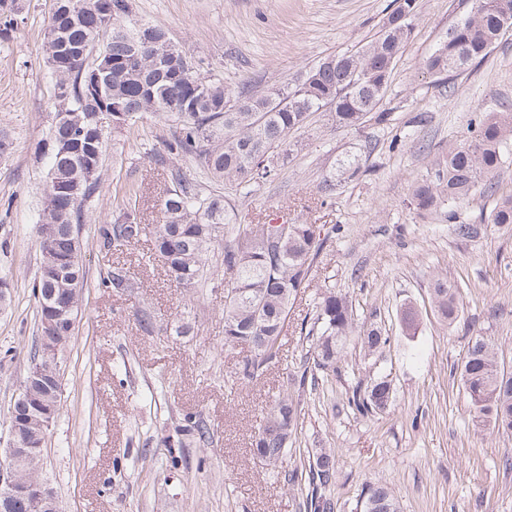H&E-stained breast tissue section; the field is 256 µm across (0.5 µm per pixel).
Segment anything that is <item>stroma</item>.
<instances>
[{
  "label": "stroma",
  "instance_id": "obj_1",
  "mask_svg": "<svg viewBox=\"0 0 512 512\" xmlns=\"http://www.w3.org/2000/svg\"><path fill=\"white\" fill-rule=\"evenodd\" d=\"M23 20L0 37V131L12 141L0 156V273L9 299L0 303V434L19 396L37 323L31 284L39 263L34 225L42 207L48 131L58 109L43 41L53 0H23ZM138 19L162 28L200 73L226 89L266 92L297 84L320 59L355 51L377 36L393 0H133ZM467 10L465 0H417L418 18L380 106L384 123L367 118L339 129L326 111L288 136L287 165L243 193L233 187L238 223L286 214L338 225L316 258L310 285L294 302L277 358L256 380L242 381L240 346L224 341V291L171 287L147 242L128 257L137 283L124 294L97 280L104 262L94 239L130 195L148 219L161 218L166 168L148 156L173 126L147 116L110 133L102 192L83 228L88 288L62 365L61 410L47 432L40 477L60 512H300L299 487L287 485L252 454V440L289 372L309 348L301 327L325 289L345 294L358 321L382 326L383 354L347 345L338 373L302 392L289 465L317 448L333 449L327 492L333 512H361L363 485L388 484L400 512H512V436L477 430L458 367L471 337L491 339L512 370V231L484 226L498 199L512 195V157L496 195L476 194L457 220L479 225L470 239L450 224L419 215L412 183L467 131L479 111L512 107V30L455 84L422 73L421 64ZM356 159L359 177L340 162ZM460 287L461 312L443 322L431 299L435 275ZM420 324L408 336L405 304ZM148 307L156 330L144 333L135 312ZM189 326L187 335L176 334ZM387 374L395 399L386 413L362 414L347 397L357 384ZM199 414L210 445H188L176 419Z\"/></svg>",
  "mask_w": 512,
  "mask_h": 512
}]
</instances>
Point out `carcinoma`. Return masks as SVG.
I'll list each match as a JSON object with an SVG mask.
<instances>
[{
  "label": "carcinoma",
  "mask_w": 512,
  "mask_h": 512,
  "mask_svg": "<svg viewBox=\"0 0 512 512\" xmlns=\"http://www.w3.org/2000/svg\"><path fill=\"white\" fill-rule=\"evenodd\" d=\"M81 18L63 22V37L79 46L89 36L101 41L103 61L110 65V80L102 91L92 90L72 64L55 75L59 110L73 115L74 123L90 112L117 105L120 116L112 129L120 131L145 114L176 125L172 138L162 142L163 151L151 162L167 168L170 187L161 204L162 220L146 222L137 201H131L112 217V223L97 228L95 247L107 268L100 273L98 287L125 293L135 287L129 268L112 257L141 241L150 243L155 259L162 262L170 285L176 288H223L224 340L257 336L260 348H249L240 363L242 378L259 377L277 358L279 340L301 290L308 287L313 264L324 244L336 234V225L290 222L238 224L235 204L224 194H205L200 183L185 177L174 160L196 163L201 178L209 183L234 185L250 191L278 171L288 160V134L301 128L311 113L329 108L332 123L353 129L372 112L376 121L386 120L379 106L387 92L395 63L413 32L417 20L416 0H403L396 11L408 18L394 26L383 25L375 39L355 52L328 56L310 67L298 84L253 96L241 88L230 92L224 84L198 71L183 74L167 67L163 29L133 14L132 0H82ZM18 12L15 0H0V34L9 30ZM512 28V0H470L463 18L448 28V34L422 63L434 76L453 79L469 65L485 60L500 37ZM154 39L152 54L139 64L130 63L134 41L145 33ZM107 132L86 133L83 143L99 149V157L80 155L49 157L47 174L60 182L80 178L79 202L62 195L45 194L36 228L39 265L32 283L37 316L49 295L81 296L88 285L83 265L82 229L89 218V205L101 189L100 170ZM512 147V117L500 112H478L463 139L448 146L426 174L411 187L409 203L422 213L441 212L462 239L478 233L475 224H459L456 207L469 200L479 187L489 189ZM487 223L512 229V195L501 199ZM220 250L221 264H208L212 249ZM434 308L441 319L453 323L459 315V288L439 276L433 282ZM315 335L303 370L287 375L286 385L269 408L256 442L265 444L266 465L276 469L288 459V447L298 429L301 409L295 393L318 376L338 372L346 342L353 336L370 352L387 342L381 330L355 322L347 297L326 289L316 306ZM43 342L35 337L25 379L32 380L33 400L60 412L62 381L52 384L35 377L43 365ZM460 378L467 395L474 426H491L512 435V373L499 365L489 340L473 339L467 347ZM394 397L391 383L377 377L366 388L356 386L347 398L360 413H383ZM191 442L204 446L210 432L199 416H186ZM335 461L325 448L316 449L308 472L299 468L284 472V480L295 485L307 476L313 486L303 503L305 512H331L330 498L323 493L334 475ZM363 512H399L388 487L368 485L361 490Z\"/></svg>",
  "instance_id": "1"
}]
</instances>
